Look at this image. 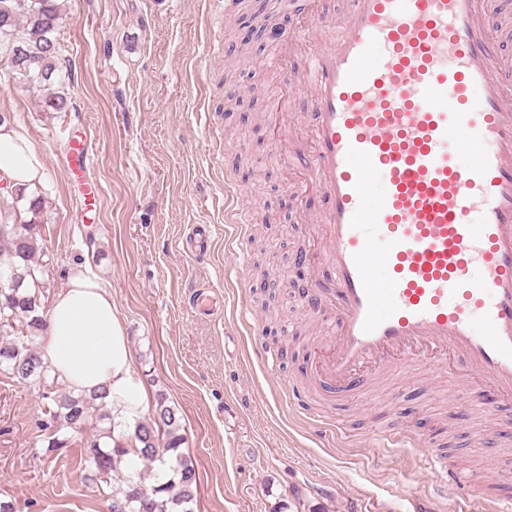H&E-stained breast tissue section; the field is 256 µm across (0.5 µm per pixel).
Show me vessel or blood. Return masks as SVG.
Wrapping results in <instances>:
<instances>
[{
	"label": "vessel or blood",
	"instance_id": "vessel-or-blood-1",
	"mask_svg": "<svg viewBox=\"0 0 512 512\" xmlns=\"http://www.w3.org/2000/svg\"><path fill=\"white\" fill-rule=\"evenodd\" d=\"M288 6L309 26L279 105L311 103L302 138L279 141L303 175L298 196L322 201V248L300 261L313 271L306 305L328 303L336 325L316 358L320 384L346 403L439 355L463 363V403H481L482 382L512 401V56L489 21L512 0H348L335 19L316 0ZM225 214L250 222L236 193ZM427 461L459 512L462 475L441 455ZM472 504L512 512V472Z\"/></svg>",
	"mask_w": 512,
	"mask_h": 512
}]
</instances>
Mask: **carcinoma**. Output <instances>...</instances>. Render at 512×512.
Returning a JSON list of instances; mask_svg holds the SVG:
<instances>
[{
    "label": "carcinoma",
    "mask_w": 512,
    "mask_h": 512,
    "mask_svg": "<svg viewBox=\"0 0 512 512\" xmlns=\"http://www.w3.org/2000/svg\"><path fill=\"white\" fill-rule=\"evenodd\" d=\"M60 12L57 0H29L18 10L15 0H0V55L7 56L11 78L32 88L62 81L63 49L56 39ZM19 195L0 209V266L10 273L0 287V371L20 384L35 382L47 388L50 421L49 448H64L63 429L82 430L92 424L80 463L94 473V481L112 492V512H193L197 495L195 465L182 451L186 436L177 411L157 395L151 416L137 423L129 449L114 437L117 423L104 401V393L76 394L51 372L36 339L45 336L47 323L39 291L46 265L40 262L43 238L38 223L41 198L20 217ZM134 451L144 463L142 472L123 475L119 466Z\"/></svg>",
    "instance_id": "obj_1"
}]
</instances>
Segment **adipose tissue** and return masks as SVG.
Masks as SVG:
<instances>
[{
    "instance_id": "obj_1",
    "label": "adipose tissue",
    "mask_w": 512,
    "mask_h": 512,
    "mask_svg": "<svg viewBox=\"0 0 512 512\" xmlns=\"http://www.w3.org/2000/svg\"><path fill=\"white\" fill-rule=\"evenodd\" d=\"M43 179L42 157L30 139L6 122L0 124V181L6 191L36 193ZM45 359L53 373L76 393L103 389L130 439L148 408L149 395L132 372L133 356L112 299V291L78 266L47 311Z\"/></svg>"
}]
</instances>
